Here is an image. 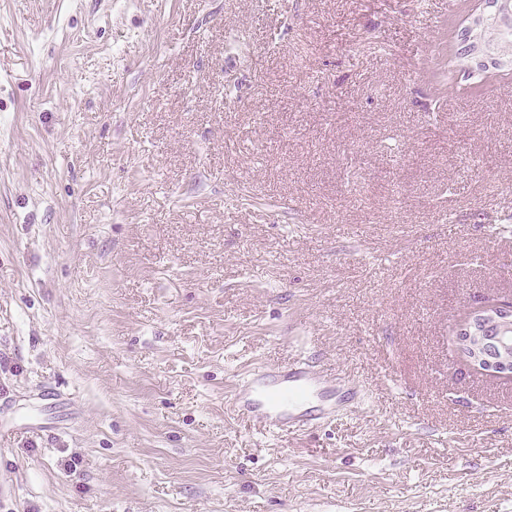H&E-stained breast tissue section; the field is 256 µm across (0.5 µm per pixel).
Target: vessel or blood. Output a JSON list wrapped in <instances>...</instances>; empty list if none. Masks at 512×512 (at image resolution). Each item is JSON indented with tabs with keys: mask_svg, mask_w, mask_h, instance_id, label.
I'll return each mask as SVG.
<instances>
[{
	"mask_svg": "<svg viewBox=\"0 0 512 512\" xmlns=\"http://www.w3.org/2000/svg\"><path fill=\"white\" fill-rule=\"evenodd\" d=\"M250 377V387L234 396L238 412L265 417L280 430L315 421V414L305 405L313 391L324 384V377L300 364L284 370L260 367Z\"/></svg>",
	"mask_w": 512,
	"mask_h": 512,
	"instance_id": "obj_1",
	"label": "vessel or blood"
}]
</instances>
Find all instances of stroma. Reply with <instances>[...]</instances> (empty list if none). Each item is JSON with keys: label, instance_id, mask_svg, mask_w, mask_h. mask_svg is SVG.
Listing matches in <instances>:
<instances>
[{"label": "stroma", "instance_id": "35a3bbf8", "mask_svg": "<svg viewBox=\"0 0 512 512\" xmlns=\"http://www.w3.org/2000/svg\"><path fill=\"white\" fill-rule=\"evenodd\" d=\"M480 0H0V512H512V70ZM352 398L279 430L257 366ZM506 303L496 302L470 313L456 336L461 337L457 349L480 369L511 375L512 305Z\"/></svg>", "mask_w": 512, "mask_h": 512}]
</instances>
